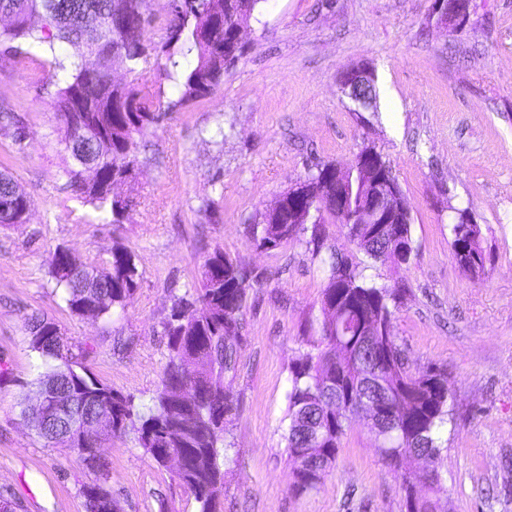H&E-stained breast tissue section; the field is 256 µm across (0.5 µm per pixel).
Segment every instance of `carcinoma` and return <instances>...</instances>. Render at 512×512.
I'll list each match as a JSON object with an SVG mask.
<instances>
[{"label": "carcinoma", "instance_id": "obj_1", "mask_svg": "<svg viewBox=\"0 0 512 512\" xmlns=\"http://www.w3.org/2000/svg\"><path fill=\"white\" fill-rule=\"evenodd\" d=\"M146 0H0V15L10 23L0 28V47L24 55L31 62L49 54L57 77L56 132L72 160L64 170L70 187L102 219L121 224L130 206L115 204L111 182L126 180L138 163L137 138L159 125L158 92L138 67L150 55L144 39ZM167 40L156 58L159 75L183 88L181 102L196 100L219 85L224 69L242 54L232 33L218 27L212 44L201 46L194 31L224 16V0H179L171 10ZM196 51L197 63L180 70L177 56ZM116 63L126 66L132 80L112 82ZM30 199L15 180L0 173V224H16ZM310 214L334 222L336 200L318 193L305 202ZM265 210L250 225L258 248L275 249L301 238L313 256L321 252L322 224H300L295 234L288 225L273 223ZM451 249L470 278L486 277V258L478 225L463 223L462 210L451 224ZM349 240L375 263L396 267L409 264L411 225L352 224ZM326 281L319 299V339L299 355L290 370L287 394L289 456L294 458L290 489L303 493L317 488L336 464L342 437L356 418L377 404L387 416L368 424L376 448L389 464L399 467L411 455L429 459L428 470L411 473L403 481L406 512H447L443 501L440 429L453 420L448 372L429 367L416 374L394 336L393 319L402 289L366 278L359 266L336 251L322 260ZM48 273L71 312L85 309L110 317L125 309L139 278L134 255L112 249V258L93 266L61 246L49 252ZM262 283L261 274L221 247L204 261L201 287L191 298L178 297L164 322L169 360L148 414L136 411L133 397L100 382L74 352L77 345L54 334L56 324L31 315L25 329L29 347L51 362L37 379L44 391L51 383L63 406L82 410L90 418L112 416L111 437L133 431L155 463L164 465L168 449L179 448L189 460L178 481L194 496L199 512H222L224 498L225 417L238 399L224 389V376L236 373L249 289ZM194 389L198 401L185 405L174 400L179 389ZM65 413L51 421L39 420L35 434L47 447L77 454L97 479L82 491L107 487L109 470L100 457L69 444Z\"/></svg>", "mask_w": 512, "mask_h": 512}]
</instances>
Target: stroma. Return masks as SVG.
<instances>
[{"label":"stroma","instance_id":"1","mask_svg":"<svg viewBox=\"0 0 512 512\" xmlns=\"http://www.w3.org/2000/svg\"><path fill=\"white\" fill-rule=\"evenodd\" d=\"M433 0H261L245 53L204 98L184 103L154 64L164 120L138 141V164L118 190L121 224H89L67 187L50 69L0 56V111L18 116L23 142L0 123V171L31 200L24 224L0 225V494L17 512H85L95 475L74 454L48 448L20 416L35 404L44 358L25 320L52 319L84 347L103 383L148 413L168 362L164 322L174 298L202 278L223 247L256 271L238 369L225 387L240 404L227 417L223 512H405V473L379 456L365 421L347 430L318 489L289 488L283 439L290 368L316 333L325 272L305 243L258 249L250 226L317 162L349 164L367 143L390 161L412 218L407 266L366 274L403 287L394 334L411 371L446 369L453 421L442 431V473L452 512H512V0H470L466 22L444 27ZM377 77V108L354 111L339 89L352 67ZM481 229L485 280H471L450 247L455 212ZM64 246L99 265L132 252L136 290L122 311L73 314L48 273ZM109 487L120 512H197L169 468L134 433L107 441Z\"/></svg>","mask_w":512,"mask_h":512}]
</instances>
